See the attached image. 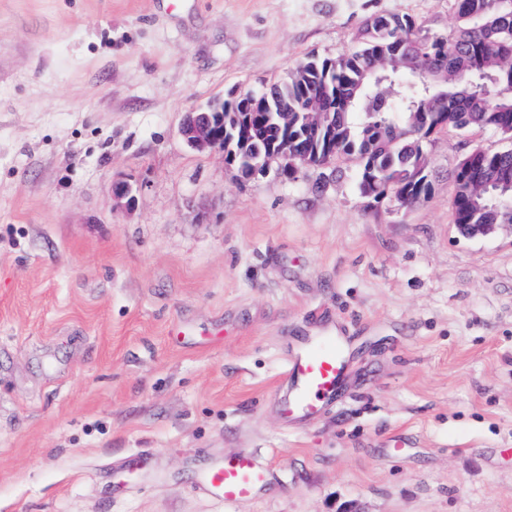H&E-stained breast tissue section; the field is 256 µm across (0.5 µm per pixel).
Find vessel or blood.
<instances>
[{
    "instance_id": "1",
    "label": "vessel or blood",
    "mask_w": 512,
    "mask_h": 512,
    "mask_svg": "<svg viewBox=\"0 0 512 512\" xmlns=\"http://www.w3.org/2000/svg\"><path fill=\"white\" fill-rule=\"evenodd\" d=\"M347 349L343 337L328 334L308 342L284 366L290 391L283 412L290 419L315 418L344 386ZM270 470L247 453L215 463L204 485L227 502L253 499L268 481Z\"/></svg>"
}]
</instances>
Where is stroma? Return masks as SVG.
<instances>
[{
    "instance_id": "obj_1",
    "label": "stroma",
    "mask_w": 512,
    "mask_h": 512,
    "mask_svg": "<svg viewBox=\"0 0 512 512\" xmlns=\"http://www.w3.org/2000/svg\"><path fill=\"white\" fill-rule=\"evenodd\" d=\"M383 12L445 32L455 0H0V512H512V225L451 207L506 141L436 135L407 209L350 160L243 181L178 134ZM327 328L345 386L285 422ZM242 451L271 483L229 504L203 474ZM482 151L473 173L467 174L461 169V163L468 153ZM458 164L453 174L452 213L457 225L468 229L467 237H485L491 234L495 226L512 224V211L505 217L504 211L485 210L475 205L479 201L485 183L503 172L512 175V150L491 151L475 147L468 152Z\"/></svg>"
}]
</instances>
